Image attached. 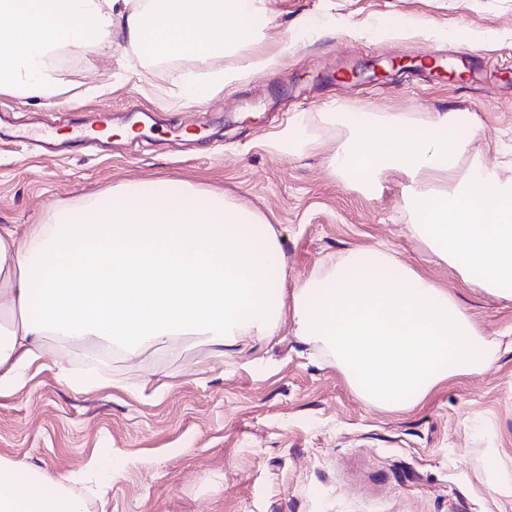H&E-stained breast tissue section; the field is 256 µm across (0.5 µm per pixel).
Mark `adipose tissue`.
I'll use <instances>...</instances> for the list:
<instances>
[{"instance_id":"adipose-tissue-1","label":"adipose tissue","mask_w":512,"mask_h":512,"mask_svg":"<svg viewBox=\"0 0 512 512\" xmlns=\"http://www.w3.org/2000/svg\"><path fill=\"white\" fill-rule=\"evenodd\" d=\"M270 22L266 0H0V93L53 97L59 54L116 31L147 60L206 65ZM277 63L242 58L190 95L208 99ZM343 119L351 135L334 156L341 178L370 187L391 169L415 177L412 238L463 283L512 301V181L481 165L461 169L472 131H459L452 112L423 126L399 114ZM287 277L273 225L180 181L118 185L21 236L0 226V393L24 383L50 336L100 337L131 354L142 340L164 347L203 336L225 348L285 327L322 347L361 401L390 411L412 409L449 377L481 374L493 360L494 339L455 297L389 249L350 251L293 289ZM83 480L75 472L54 486L30 465L0 459V512H85L72 490Z\"/></svg>"}]
</instances>
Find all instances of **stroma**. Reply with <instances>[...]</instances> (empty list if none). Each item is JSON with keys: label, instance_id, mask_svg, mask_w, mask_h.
Returning <instances> with one entry per match:
<instances>
[{"label": "stroma", "instance_id": "obj_1", "mask_svg": "<svg viewBox=\"0 0 512 512\" xmlns=\"http://www.w3.org/2000/svg\"><path fill=\"white\" fill-rule=\"evenodd\" d=\"M248 55L274 68L197 102L189 83L236 66L147 61L120 38L57 60L52 101L0 93V110L43 154L0 137V225L24 233L60 208L125 183L179 180L219 192L280 233L295 286L349 251L383 244L448 289L501 349L476 376L448 378L407 411L355 396L317 347L285 334L215 357L203 340L136 355L51 336L18 391L0 396V458L52 481L112 467L86 512H512V302L463 283L408 234L411 179L353 189L333 168L343 112H399L424 125L457 113L475 129L464 164L512 180V0H270ZM133 126L86 145L77 128ZM296 129L299 147L278 148ZM96 372L102 384L73 382Z\"/></svg>", "mask_w": 512, "mask_h": 512}]
</instances>
